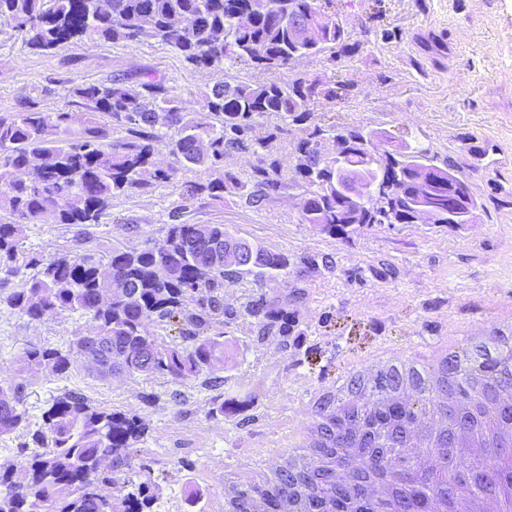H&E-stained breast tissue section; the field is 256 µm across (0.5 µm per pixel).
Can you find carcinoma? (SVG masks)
I'll list each match as a JSON object with an SVG mask.
<instances>
[{
    "label": "carcinoma",
    "mask_w": 512,
    "mask_h": 512,
    "mask_svg": "<svg viewBox=\"0 0 512 512\" xmlns=\"http://www.w3.org/2000/svg\"><path fill=\"white\" fill-rule=\"evenodd\" d=\"M0 0V19L31 50L52 53L68 44L104 41L171 46L192 68L224 69L240 62L276 74L300 57L345 53L350 38L332 0ZM319 81L297 75L288 82L236 74L197 94L198 109L152 71L134 81L82 83L69 88L83 117L44 111L35 100L0 110V306L34 321L70 312L88 329L67 348L31 347L15 376L0 383V437L15 434L34 447L17 464L0 465V512H155L158 485L137 459L148 428L134 414L106 411L68 390L51 399L42 424L30 428L24 407L27 375L41 369L63 376L82 365L91 376L162 375L173 382L203 379L231 387L224 369L225 337L246 323L252 343L277 336L312 335L302 320L308 299L303 282L319 268L314 258L294 261L250 241L224 224H189L183 208L170 214L160 236L140 247L92 253L28 256L29 224H96L112 202L144 195L181 170L200 172L186 185L193 197L236 198L255 207L288 190L300 197V222L330 236L373 224H416L413 203L420 181L434 198L432 224L463 226L478 208L470 185L434 162L425 150H380L363 127L316 122L312 104ZM281 124L262 137L268 115ZM297 130L288 142L290 129ZM336 143L325 152V141ZM173 157L158 165L161 151ZM249 158L239 175L226 165ZM462 193L467 205L448 211ZM29 270L17 282L8 277ZM293 280H288V275ZM255 285L238 306L224 289ZM139 468L131 490L112 492V470ZM205 492L188 486L186 512Z\"/></svg>",
    "instance_id": "1"
}]
</instances>
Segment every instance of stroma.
<instances>
[{"label": "stroma", "instance_id": "obj_1", "mask_svg": "<svg viewBox=\"0 0 512 512\" xmlns=\"http://www.w3.org/2000/svg\"><path fill=\"white\" fill-rule=\"evenodd\" d=\"M351 50L337 60H297L277 73L319 78L324 89L315 115L337 125L377 131V146L427 150L467 180L480 205L475 223L376 224L350 237H332L299 219L300 201L288 195L259 208L225 200L186 197L194 171L152 193L114 201L99 223L82 227L32 224L23 247L45 257L143 245L158 238L170 211L184 206L191 224H227L237 233L296 259H326L306 279L303 318L313 331L315 366L294 365L278 337L248 345L240 326L229 343L228 374L238 396L253 395L248 424L238 427L209 414L223 391L199 381L166 377L100 378L77 369L59 377L28 378L32 422L54 396L78 390L109 409L137 413L150 431L140 456L162 492L157 512H184L185 488L207 492V512H218L225 469L253 483L264 460L287 448L294 421L314 388L336 379L375 351L378 342L412 350L447 335L512 320V165L471 171L469 150L489 140L500 158H512V0H336ZM151 70L184 98L219 80L195 70L169 46L146 42H83L51 54L23 48L11 22L0 21V108L33 98L48 112L64 108L76 83L135 77ZM80 322L67 313L41 321L0 306V382L15 373L32 346L66 347ZM180 399H173V392ZM156 394L155 404L141 402Z\"/></svg>", "mask_w": 512, "mask_h": 512}]
</instances>
